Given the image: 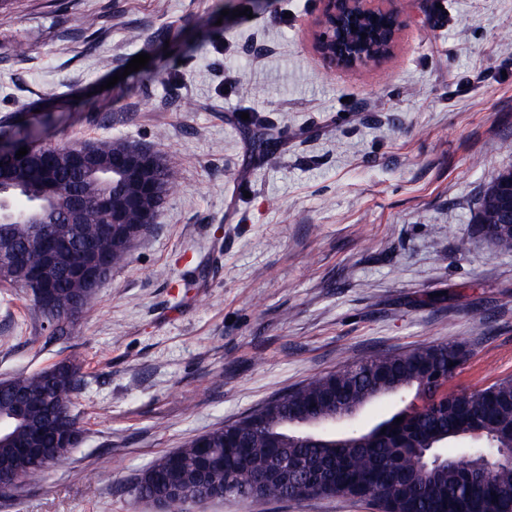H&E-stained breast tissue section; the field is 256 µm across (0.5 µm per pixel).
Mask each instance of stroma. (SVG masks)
<instances>
[{
  "label": "stroma",
  "mask_w": 512,
  "mask_h": 512,
  "mask_svg": "<svg viewBox=\"0 0 512 512\" xmlns=\"http://www.w3.org/2000/svg\"><path fill=\"white\" fill-rule=\"evenodd\" d=\"M322 7L20 0L0 20L1 122L42 142L126 138L179 173L64 335L0 285V380L74 356L83 372L77 448L0 512H159L130 481L161 454L381 351L456 340L470 356L452 386L512 376V253L473 224L512 168V0H404L392 54L354 69L316 51ZM141 53L171 79L130 96ZM89 98L100 111L75 110ZM250 112L279 135L272 155L242 125ZM93 469L111 483L88 482ZM190 512L372 509L308 497Z\"/></svg>",
  "instance_id": "1"
}]
</instances>
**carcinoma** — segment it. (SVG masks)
I'll return each mask as SVG.
<instances>
[{
  "label": "carcinoma",
  "instance_id": "carcinoma-1",
  "mask_svg": "<svg viewBox=\"0 0 512 512\" xmlns=\"http://www.w3.org/2000/svg\"><path fill=\"white\" fill-rule=\"evenodd\" d=\"M1 135L14 151L0 154V171L13 173L16 183H0V245L24 250L25 260L23 272L8 285L22 289L62 334L87 310L93 292L63 272L55 286L54 306H42L29 279L44 261L36 238L45 227L69 223L72 200L77 199L81 213L75 237L109 256L111 266L124 262L129 251L101 233L108 216L100 201L112 196L131 227L153 210L148 197L135 202V183L112 171V158L142 145L123 138L41 145L18 123L0 127ZM22 147L29 152L19 159L15 151ZM84 148L100 160L99 166L85 168L70 162ZM46 172L59 184L51 197L44 190ZM511 174L512 169L506 168L487 185L475 216L476 231L504 253L512 252V228L491 220L494 203ZM158 181L166 194L179 183L177 171L165 160ZM468 357L464 346L448 341L350 362L158 457L136 475L134 492L142 500L177 510L188 503L227 498L288 501L318 495L366 502L377 512H512V466L490 471L482 455L463 457L459 452L443 455L435 465L420 462L427 448H465L472 442L479 448H512V377L470 392L450 388L448 395H436L435 376L453 377ZM80 374L81 364L67 360L1 380L0 418L15 413V396L24 393L48 399L67 420V429L80 434L71 413ZM410 393L420 404L412 403L368 429L342 435L328 431L344 416L356 415L380 398L402 400ZM401 416L404 421L395 423ZM47 419L45 410H28L15 422L12 440L0 441L1 496L70 454L61 435L43 440L49 453L42 460L17 452L16 443L27 440L30 430ZM285 461L299 466L301 484L289 490L274 482L259 483L276 463Z\"/></svg>",
  "mask_w": 512,
  "mask_h": 512
}]
</instances>
